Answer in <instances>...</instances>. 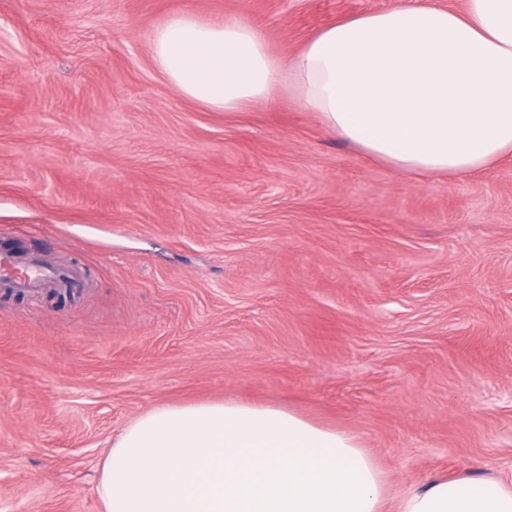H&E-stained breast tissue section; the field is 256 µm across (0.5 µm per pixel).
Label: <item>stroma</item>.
<instances>
[{
  "instance_id": "stroma-1",
  "label": "stroma",
  "mask_w": 512,
  "mask_h": 512,
  "mask_svg": "<svg viewBox=\"0 0 512 512\" xmlns=\"http://www.w3.org/2000/svg\"><path fill=\"white\" fill-rule=\"evenodd\" d=\"M397 0H0V512H101L102 460L161 404L233 399L355 433L399 485L512 478V159L363 156L288 94L217 112L154 67L169 16L273 53ZM45 274L36 264L27 266L15 280V288L22 291L35 292L43 284Z\"/></svg>"
}]
</instances>
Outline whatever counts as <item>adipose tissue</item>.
<instances>
[{
	"label": "adipose tissue",
	"mask_w": 512,
	"mask_h": 512,
	"mask_svg": "<svg viewBox=\"0 0 512 512\" xmlns=\"http://www.w3.org/2000/svg\"><path fill=\"white\" fill-rule=\"evenodd\" d=\"M157 70L208 109L288 90L340 139L405 172L463 176L512 157V0L456 13L403 0L321 28L290 59L242 16L171 15ZM103 512H512V480L439 476L394 489L350 432L272 404L157 406L114 440Z\"/></svg>",
	"instance_id": "ef3b65f1"
}]
</instances>
